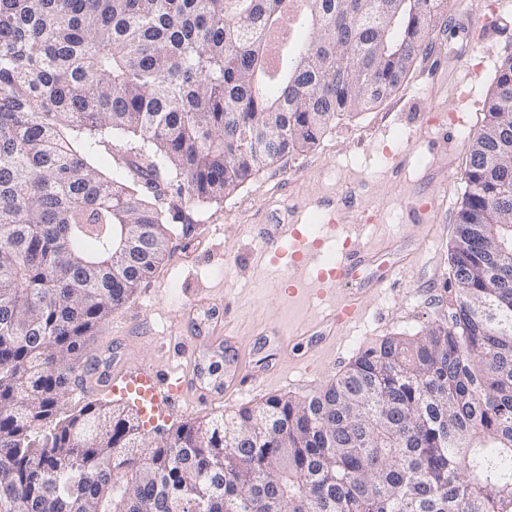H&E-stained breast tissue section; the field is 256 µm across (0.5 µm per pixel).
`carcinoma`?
<instances>
[{"instance_id":"cac0c4a2","label":"carcinoma","mask_w":512,"mask_h":512,"mask_svg":"<svg viewBox=\"0 0 512 512\" xmlns=\"http://www.w3.org/2000/svg\"><path fill=\"white\" fill-rule=\"evenodd\" d=\"M451 0H0V512H512V57L468 141L448 319L336 379L151 440L58 417L182 197L236 194L408 84ZM293 20L280 70L267 35ZM123 147L132 160L104 172ZM128 232L156 244L112 274Z\"/></svg>"}]
</instances>
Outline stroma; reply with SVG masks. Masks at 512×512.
I'll return each mask as SVG.
<instances>
[{
    "label": "stroma",
    "instance_id": "1",
    "mask_svg": "<svg viewBox=\"0 0 512 512\" xmlns=\"http://www.w3.org/2000/svg\"><path fill=\"white\" fill-rule=\"evenodd\" d=\"M449 18L450 35L436 40L396 96L343 117L315 149L258 173L232 197L204 207L184 202L188 222L175 227L167 256L86 350L87 370L104 362L122 376L183 368L179 347H203L218 370L235 362L253 369L255 387L207 406L181 401L150 411L132 393L99 386L68 392L60 414L90 401L124 404L157 439L272 395L307 396L370 342L447 317L448 247L465 152L496 70L512 57V0H454ZM331 198L349 202L333 231L321 207ZM426 202L433 205L428 221H416L414 207ZM274 213L319 242L326 261L355 243L368 250L366 263L335 298L289 301L288 256L261 254V229ZM360 288L367 301L361 318L333 328L337 299ZM214 336L233 342L212 350Z\"/></svg>",
    "mask_w": 512,
    "mask_h": 512
}]
</instances>
